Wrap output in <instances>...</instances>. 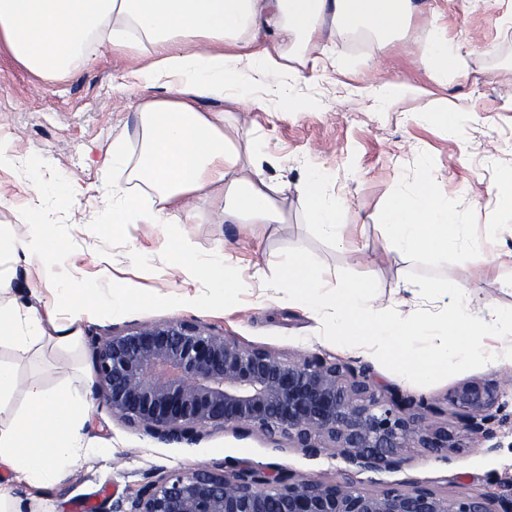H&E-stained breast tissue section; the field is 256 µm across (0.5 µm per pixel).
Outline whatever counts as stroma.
Listing matches in <instances>:
<instances>
[{"instance_id":"1","label":"stroma","mask_w":512,"mask_h":512,"mask_svg":"<svg viewBox=\"0 0 512 512\" xmlns=\"http://www.w3.org/2000/svg\"><path fill=\"white\" fill-rule=\"evenodd\" d=\"M418 2L410 23L412 38L395 39L383 64H375L370 49L335 41L329 43L324 61L302 67L300 77L271 73L272 84H287L297 110L276 99L246 109L199 99L201 110L225 111L227 123H242L250 130L266 178L283 189L288 220L282 229L227 224L212 200L194 201L184 230L196 258L223 251L233 255L242 274L259 267L268 276L267 282L208 308L193 302L206 291L196 267L169 275L162 225L132 224L127 233L108 236L98 232L112 206L113 182L128 179L126 170L104 165L113 137L124 134L131 159L141 152L136 107L143 91L122 82L126 72L140 66L141 52L99 51L93 62L74 63L54 79L41 78L10 53L0 52V143L12 155L0 165V235L16 245L24 242L30 218L37 214L65 242L61 258L39 265L0 261V275L9 281L0 302L39 310L51 305L82 332L81 343L69 348L58 346L49 334L25 351L0 341V363L14 368L20 385L34 381L46 389L67 385L84 391L90 406L87 434L112 451L110 459L88 460L70 478L40 491L0 469V485L23 499V512H79L83 503L90 504L91 512H110L150 477L177 469L249 465L323 481L350 472L332 448L312 453L289 447L283 439L275 442L255 431L232 428L204 431L194 443L164 442L113 416L93 392L91 339L172 320L194 323L283 358L319 354L366 367L388 387L441 408L461 382L499 381L508 421L495 428L494 451H487L484 439L474 435L448 460L410 448L399 468L353 475L366 488L412 482L442 495L512 494V364L463 365L426 378L402 373L377 354L339 352L331 342L336 327L329 317L289 301L287 292L271 282L280 260L299 253L333 286L378 268L375 291L384 300H401L408 282L445 288L439 300H418L416 309L424 317L455 304L459 288L474 290L486 321L512 309V289L498 282L512 257V213L495 206L501 179L512 172V0ZM434 28L468 51L467 73L445 85L434 82L418 61ZM389 81L429 90L435 114L426 115L410 100L380 98L379 86ZM448 102L459 109L452 130L442 115ZM312 169L326 176L327 201L345 200L339 221L345 226L346 244L325 239L308 222L300 194L302 180ZM425 179L446 198L456 236L444 254L388 252L380 221L383 210L392 196L413 194ZM63 183L75 187V195L58 193ZM57 279L88 294L117 284L136 289L140 299L120 316L91 320L75 310L69 296L41 301L46 285ZM172 294L187 295V303L171 306Z\"/></svg>"}]
</instances>
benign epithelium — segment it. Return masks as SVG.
I'll list each match as a JSON object with an SVG mask.
<instances>
[{"mask_svg":"<svg viewBox=\"0 0 512 512\" xmlns=\"http://www.w3.org/2000/svg\"><path fill=\"white\" fill-rule=\"evenodd\" d=\"M91 347L95 394L155 438L193 443L231 426L290 448H334L358 471L398 467L405 448L447 460L467 433L493 439L500 408L498 382H462L448 396L450 425L442 409L377 388L365 368L317 354L284 359L183 321L93 338ZM114 512H512V496L448 498L411 483L368 489L243 465L169 472Z\"/></svg>","mask_w":512,"mask_h":512,"instance_id":"1","label":"benign epithelium"}]
</instances>
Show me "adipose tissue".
Wrapping results in <instances>:
<instances>
[{
    "label": "adipose tissue",
    "mask_w": 512,
    "mask_h": 512,
    "mask_svg": "<svg viewBox=\"0 0 512 512\" xmlns=\"http://www.w3.org/2000/svg\"><path fill=\"white\" fill-rule=\"evenodd\" d=\"M414 10V0H0V48L44 78L90 61L91 43L146 49V64L126 75L149 91L138 106L140 160L130 163L120 138L106 158L113 167L130 168L141 189L113 184L112 213L100 229L111 234L126 224L164 225L170 267L178 270L193 259L181 227L191 219L194 199H213L228 224L285 221L280 187L258 164L244 161L238 128L225 127L223 113L201 111L197 99L245 98L266 74L287 71L292 57L364 28L374 35V58L383 60L393 39L406 35ZM420 62L439 82L467 69L463 47L449 45L437 29L430 30ZM323 183L320 172L307 174L303 204L318 231L339 242L344 227L336 206L324 198ZM382 222L391 252H447L454 230L447 202L424 183L411 195L395 197ZM199 267L209 289L198 300L202 306L266 279L260 269L241 277L227 253ZM376 277L368 271L325 295L319 272L292 253L281 261L276 283L306 307L329 311L340 350H375L402 371L428 377L463 364H501L500 351L482 342L487 325L470 291L459 290L454 308L425 319L372 295ZM49 324L57 325L55 316L42 319L0 305V340L17 348H26ZM18 392L27 400L25 412L0 427V466L18 480L45 489L74 474L87 458L108 456V449L86 439L89 407L78 390L20 386L14 369L0 363V404Z\"/></svg>",
    "instance_id": "obj_1"
}]
</instances>
